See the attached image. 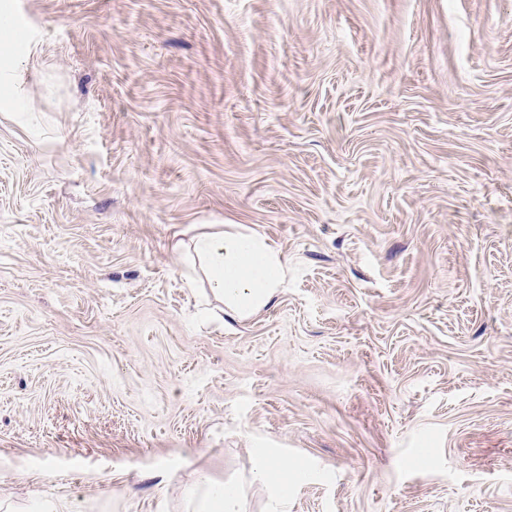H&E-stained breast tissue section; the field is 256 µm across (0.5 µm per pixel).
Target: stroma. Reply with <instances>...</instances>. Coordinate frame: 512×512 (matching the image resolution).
Returning a JSON list of instances; mask_svg holds the SVG:
<instances>
[{
	"label": "stroma",
	"mask_w": 512,
	"mask_h": 512,
	"mask_svg": "<svg viewBox=\"0 0 512 512\" xmlns=\"http://www.w3.org/2000/svg\"><path fill=\"white\" fill-rule=\"evenodd\" d=\"M0 512H512V0H9ZM288 282L190 283L208 224ZM194 252L219 310L238 320L265 309L287 276L285 261L256 232H202ZM288 468H290V463L287 464L277 456H263L257 461L251 473L252 482L263 485L269 490L272 497L283 500L286 498L288 490L283 489L279 477L285 474ZM185 494L193 505L194 512H246L245 498L241 487L219 482L205 472H200Z\"/></svg>",
	"instance_id": "stroma-1"
}]
</instances>
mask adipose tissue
Masks as SVG:
<instances>
[{"label": "adipose tissue", "instance_id": "ef3b65f1", "mask_svg": "<svg viewBox=\"0 0 512 512\" xmlns=\"http://www.w3.org/2000/svg\"><path fill=\"white\" fill-rule=\"evenodd\" d=\"M194 252L214 299L225 314L244 320L261 312L282 288L287 265L257 233H200ZM185 494L193 512H246L241 487L198 473Z\"/></svg>", "mask_w": 512, "mask_h": 512}]
</instances>
